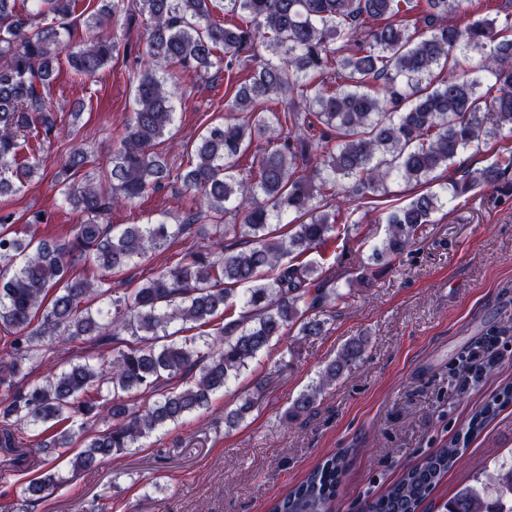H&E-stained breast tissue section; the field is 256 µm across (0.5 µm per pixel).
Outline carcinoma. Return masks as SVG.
Segmentation results:
<instances>
[{
	"mask_svg": "<svg viewBox=\"0 0 512 512\" xmlns=\"http://www.w3.org/2000/svg\"><path fill=\"white\" fill-rule=\"evenodd\" d=\"M0 0V196L17 195L40 174L45 149L64 129L50 102L54 62L66 54L74 74L91 79L120 54L112 19L144 29L145 51L134 58V109L106 167L74 143L55 176L63 202L81 214L69 237H37L42 212L16 226L0 214V476L37 468L24 489L32 502L63 484L56 461L70 452L72 470L119 457L166 427L208 408L273 340L293 328L324 332L325 308L341 297L328 288L343 273L292 262L325 248L342 210L334 203L351 184L356 200L386 194L403 180L422 187L390 210L376 264H389L414 244L419 228L447 203L483 187L512 188V151L493 163L443 181L465 151L482 152L512 135V3L495 16L453 22L461 0ZM223 15L246 14L237 25ZM88 34L77 46L65 36L77 22ZM353 43L347 53L332 47ZM270 53L266 58L260 49ZM247 79L173 169L158 149L174 124V97L184 71L239 69ZM479 55L473 71L460 58ZM494 94H481V81ZM283 110H257L259 102ZM266 137V145L254 147ZM178 182L194 202L191 217L105 223L116 206L138 203ZM203 232L215 249L187 250L180 261L122 295L112 276L154 250ZM84 263L94 280L74 274ZM198 330L192 336L181 332ZM112 346V357L85 352L39 380L35 364L57 363L60 347ZM368 338L348 340L318 379L292 402L286 418L311 411L361 359ZM512 401V386L488 400L465 435ZM253 399L224 414L234 428ZM31 433L25 442L21 433ZM456 438L405 472L366 512H418L443 476L461 461ZM345 457L333 453L276 500L270 512H330ZM512 490V470L494 468L448 499L446 512H512L492 493Z\"/></svg>",
	"mask_w": 512,
	"mask_h": 512,
	"instance_id": "cac0c4a2",
	"label": "carcinoma"
}]
</instances>
